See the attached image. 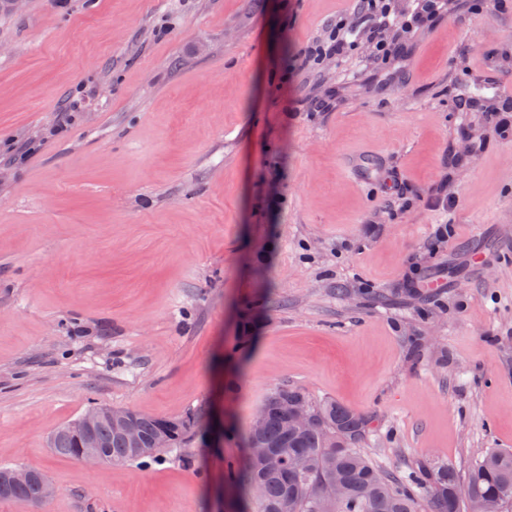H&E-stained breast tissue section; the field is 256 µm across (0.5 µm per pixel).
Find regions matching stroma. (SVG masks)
I'll return each mask as SVG.
<instances>
[{
    "label": "stroma",
    "mask_w": 512,
    "mask_h": 512,
    "mask_svg": "<svg viewBox=\"0 0 512 512\" xmlns=\"http://www.w3.org/2000/svg\"><path fill=\"white\" fill-rule=\"evenodd\" d=\"M351 8L0 10V466L57 488L0 512H231L224 471L282 386L372 416L365 452L399 478L512 451V0H460L394 65L362 38L299 69ZM95 407L224 442L54 454Z\"/></svg>",
    "instance_id": "1"
}]
</instances>
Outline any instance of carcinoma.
Masks as SVG:
<instances>
[{
  "mask_svg": "<svg viewBox=\"0 0 512 512\" xmlns=\"http://www.w3.org/2000/svg\"><path fill=\"white\" fill-rule=\"evenodd\" d=\"M302 399L309 403L318 422L306 430L293 432L285 423L286 406L276 398ZM267 412L261 441L272 455L264 462L247 456L242 464L228 467V479L235 487L240 512H460L466 501L468 512H485L495 503L498 512L512 505V452L492 451L471 467L465 485H459L447 465L423 467L415 475L414 492L402 480L380 470L361 445L374 432L371 417L335 401H315L300 388H278L264 402ZM142 436H160L175 448L187 438L190 424L171 428L169 418L135 416ZM95 440L101 445V461L109 465L136 463L156 458L164 449L136 450L102 419L95 425ZM52 450L79 459L84 454L80 421L59 427L50 437ZM34 481L7 484L10 467L0 466V498L40 503L43 483L48 478L37 471ZM340 481L345 493L335 500L321 496L322 487Z\"/></svg>",
  "mask_w": 512,
  "mask_h": 512,
  "instance_id": "obj_1",
  "label": "carcinoma"
}]
</instances>
